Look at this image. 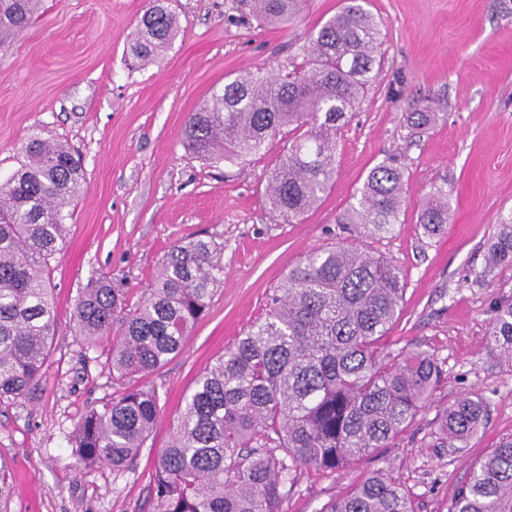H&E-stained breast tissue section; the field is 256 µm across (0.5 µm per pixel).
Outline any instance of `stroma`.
Segmentation results:
<instances>
[{"mask_svg":"<svg viewBox=\"0 0 512 512\" xmlns=\"http://www.w3.org/2000/svg\"><path fill=\"white\" fill-rule=\"evenodd\" d=\"M179 20L171 47L145 66L129 46L149 0H40L28 26L0 39V180L30 136L68 144L85 180L65 212L70 232L53 271L56 340L30 400L0 402V460L15 485L11 512H154L157 457L196 377L254 323L282 275L310 249L353 241L337 223L371 169L405 168V202L391 233L364 237L403 273L402 311L384 343L419 344L441 381L432 402L394 447L331 476L302 473L283 512H320L330 498L380 468L411 492L417 512H448L473 462L512 436V364L486 343L496 303L512 298V269L485 270L501 217L512 214V0H368L382 33L381 67L336 140V180L299 220L272 217L264 197L285 141L244 162L203 160L183 143L191 112L228 77L284 73L313 27L342 0H306L284 27L244 21L237 0H168ZM428 99L445 114L414 133L405 116ZM447 189V232L427 239L422 200ZM214 242L224 285L184 349L163 367L119 380L108 343L75 334L81 288L101 275L124 281L127 303L146 295L179 240ZM156 388L161 415L138 459L121 472L76 465L68 437L84 414L126 389ZM464 393L489 420L465 452L435 447L438 415Z\"/></svg>","mask_w":512,"mask_h":512,"instance_id":"obj_1","label":"stroma"}]
</instances>
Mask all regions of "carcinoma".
Returning a JSON list of instances; mask_svg holds the SVG:
<instances>
[{
	"mask_svg": "<svg viewBox=\"0 0 512 512\" xmlns=\"http://www.w3.org/2000/svg\"><path fill=\"white\" fill-rule=\"evenodd\" d=\"M39 0H0V33L27 27ZM365 0L341 9L310 37L303 61L283 75L261 70L224 82L190 113L189 151L210 160H245L271 139L289 146L268 174L270 212L290 223L317 205L336 177V137L377 78L381 30ZM303 0H246L265 27L297 19ZM178 32L166 0H151L132 56H160ZM408 120L436 124L440 112L416 103ZM21 166L0 183V400L34 396L56 339L51 261L69 235L63 209L84 181L67 144L39 135ZM404 171L372 169L355 203L336 219L370 236L392 231L403 205ZM448 191L421 205L426 238L445 232ZM488 268L512 267V216L487 248ZM224 284L215 245L179 240L159 263L148 294L126 309L125 289L110 277L90 280L76 302V334L89 346L112 341V373H150L178 355ZM406 282L390 260L358 244L308 251L281 279L263 321L251 326L195 379L153 485L155 512H282L297 475H334L392 446L430 404L440 380L421 345L393 355L382 340L399 316ZM488 344L512 363V302L497 305ZM161 413L157 391L130 389L90 410L69 443L76 464L121 471L136 460ZM484 400L465 394L438 416L432 438L455 450L485 426ZM10 474L0 461V512H9ZM322 512H415L410 492L380 470ZM449 512H512V437L472 466Z\"/></svg>",
	"mask_w": 512,
	"mask_h": 512,
	"instance_id": "1",
	"label": "carcinoma"
}]
</instances>
